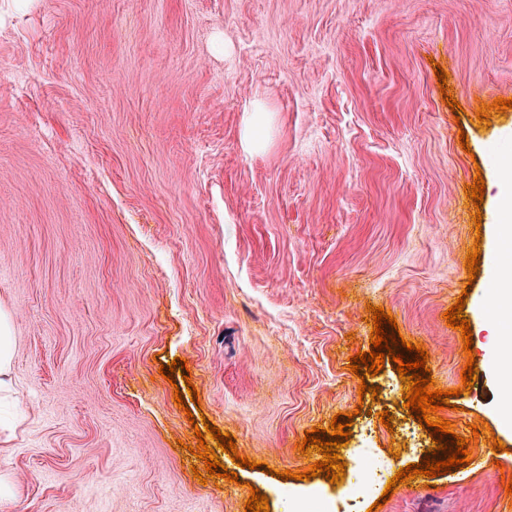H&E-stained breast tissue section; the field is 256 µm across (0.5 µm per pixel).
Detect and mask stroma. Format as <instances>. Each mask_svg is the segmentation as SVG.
Segmentation results:
<instances>
[{
    "label": "stroma",
    "mask_w": 512,
    "mask_h": 512,
    "mask_svg": "<svg viewBox=\"0 0 512 512\" xmlns=\"http://www.w3.org/2000/svg\"><path fill=\"white\" fill-rule=\"evenodd\" d=\"M510 90L512 0H0L10 512H244L254 488L270 512H336L354 489L358 512H500L512 311L493 290L512 263L496 209L512 119L476 113ZM462 295L476 380L439 415L469 439L489 427L470 465L383 499L433 439L393 362L349 372L370 349L366 308L391 313L453 390L467 357L444 313ZM177 357L190 377L172 384L158 369ZM188 381L187 412L173 389ZM362 383L385 401L360 400ZM340 412L343 479L297 480L320 458L300 455L306 430ZM192 415L256 469L224 452L237 481L194 478Z\"/></svg>",
    "instance_id": "obj_1"
}]
</instances>
